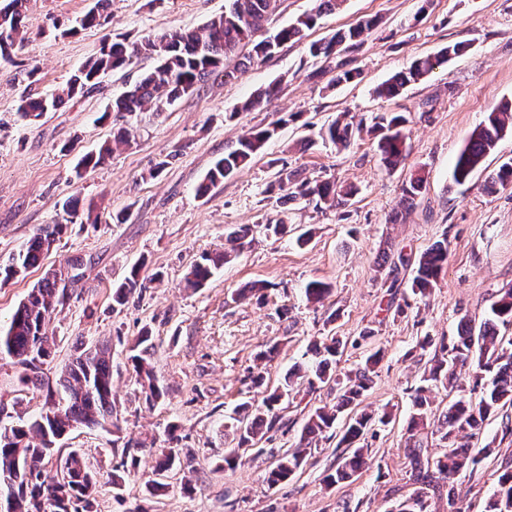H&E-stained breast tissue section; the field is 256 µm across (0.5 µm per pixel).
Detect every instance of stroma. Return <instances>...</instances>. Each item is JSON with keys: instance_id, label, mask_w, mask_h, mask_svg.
Here are the masks:
<instances>
[{"instance_id": "stroma-1", "label": "stroma", "mask_w": 512, "mask_h": 512, "mask_svg": "<svg viewBox=\"0 0 512 512\" xmlns=\"http://www.w3.org/2000/svg\"><path fill=\"white\" fill-rule=\"evenodd\" d=\"M94 0H30L26 40L11 61L0 60V265L22 247L36 227L63 224L66 234L41 264L0 284V322L47 270L68 278L67 296L47 325L56 353L44 367L53 382L78 347L112 348V398L116 426L78 427L59 442L79 450L97 479V512H389L414 490L405 449L411 393L426 360L415 352L425 336L457 334L461 317L481 322L499 289L512 286V185L487 191L488 175L512 159V132L462 184L453 179L456 158L468 135L498 102L512 101V0H344L323 14L301 44L283 45L271 58L236 66L232 76L213 75L199 91L161 114L107 112L113 98L153 67L142 58L102 75L96 88L64 100L37 122L22 119L21 98L60 90L105 41L138 40L163 31L194 29L223 13L225 0H111L103 25L76 29ZM372 19L375 27L347 52L352 81L334 83L307 45ZM465 49L394 99L378 86L420 57L444 47ZM277 97L256 110L245 100L270 83ZM405 113V160L386 169L373 136L344 149L321 141L317 132L349 113L371 125L381 112ZM278 122L276 136L243 172L199 195L213 162L234 146L243 130ZM128 145L98 166L80 169L118 129ZM160 174L152 169L159 161ZM355 190L342 207L290 200L278 189L279 161ZM426 178L413 206L403 187L414 171ZM281 220L285 235H258L206 285L185 289L182 279L202 255L223 250L225 231L239 224ZM311 231L305 247L295 230ZM448 241V264L428 300L411 292L413 266L398 276L378 269L380 252L414 258L435 241ZM85 260L72 272L69 260ZM147 284L120 308L112 286L131 267ZM330 283L322 304H308L306 284ZM266 284L264 297L248 295ZM246 298H239V291ZM149 329L152 362L166 396L148 406L127 358L136 336ZM369 341H361L365 331ZM335 335L348 340L336 369L361 363L369 349L384 358L362 405L388 410V424L372 427V468L351 482L327 485L339 450L322 442L287 483L270 489L263 481L273 451L295 445L310 409L336 402L322 386L283 399L286 428L272 431L261 452H249L235 468L223 465L234 447L224 430L234 408L250 399L248 375L265 345L278 343L264 366L268 388L279 385L294 365L305 363L310 341ZM45 390H21L17 369L0 360V407L22 400L27 414L45 401ZM177 423L178 445L188 466L169 492L144 490L155 459L168 444L167 426ZM492 452L472 472L457 477L459 499L432 496V512H483L497 477L512 467V430L501 419L482 437ZM137 461L121 486L112 468L121 458Z\"/></svg>"}]
</instances>
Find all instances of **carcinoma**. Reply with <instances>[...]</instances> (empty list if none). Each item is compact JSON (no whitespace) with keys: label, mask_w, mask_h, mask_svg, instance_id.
Listing matches in <instances>:
<instances>
[{"label":"carcinoma","mask_w":512,"mask_h":512,"mask_svg":"<svg viewBox=\"0 0 512 512\" xmlns=\"http://www.w3.org/2000/svg\"><path fill=\"white\" fill-rule=\"evenodd\" d=\"M341 0H316L313 11L296 19L276 34L277 46L299 43L306 31L313 28L321 14L332 11ZM280 0H226L224 12L211 17L197 30H175L147 36L138 41H115L105 44L99 54L82 65L73 75L62 94H52L22 101L18 108L21 117L30 122L40 119L63 102L64 97L77 92L88 93L96 86V79L109 71L125 69L142 56H149L155 65L140 75L105 112L132 113L145 109L161 112L221 71L227 60L234 57L244 43L252 44L246 60H265L274 51L264 40L255 36L278 10ZM28 0H0V58L8 61L22 43ZM374 21L366 19L346 30H340L327 41L313 42L309 52L314 58L332 61L340 47L355 48L362 35L371 30ZM455 44L436 56H426L413 62L406 71L394 74L379 89V95L391 99L405 87L436 67L462 52ZM406 116L401 112H383L374 117L371 130L378 137L377 148L388 168L397 167L406 152ZM278 124L252 126L243 131L236 145L214 161L200 186L205 193L210 187L234 177L249 166L253 158L276 134ZM512 129V102H502L487 113L482 123L471 133L460 151L453 170L454 180L463 183L477 168L485 155L495 149L498 141ZM362 127L336 118L320 136L334 144L348 146L360 136ZM128 143L123 132L113 137L112 144L103 145L82 159L84 167H95L112 153L113 148ZM425 178L419 174L410 177L403 188L404 201L413 205L423 189ZM512 184V161L503 163L487 182V187ZM279 189L290 199H306L315 205L339 206L352 194L350 190H336L328 180L310 179L298 169L282 166L279 170ZM66 224H45L33 232L10 262L0 265V283L5 284L24 275L39 264L42 256L65 234ZM254 226L244 224L229 232L226 243L231 251L201 256L185 277L187 286L201 288L212 277L213 270L229 262L232 253H241L254 241ZM382 262H391V255L383 254ZM415 265L411 282L413 294L427 297L437 285L438 278L448 263V240L431 244L415 260L400 254L391 267L398 274V266ZM62 276L48 271L31 288L12 313L8 325L0 327V357L4 356L19 367L17 379L24 387L41 388L44 385L42 366L51 362L54 340L45 331L46 320L64 299L59 289ZM144 289L140 268H131L129 274L112 289V300L122 306L128 295ZM331 291L330 284L313 280L304 292L308 301L322 302ZM512 326V287L503 288L490 306L489 317L480 324L463 317L457 327V336L447 339L424 337L419 349L434 348L429 367L424 370L421 385L413 396L414 411L410 417V434L406 440L412 464L414 483L419 485L407 501L411 512H429V493L446 494L448 505L456 504L458 493L455 477L460 472L474 469L487 449L472 448L465 440H478L488 422L498 417L506 407H512V336L505 330ZM342 346L334 336H323L313 341L308 351L311 361L296 366L285 375L280 387L267 393L261 403H242L236 411L230 428L236 434L237 447L224 455V466L232 469L243 462V454L257 445L264 436L285 426L281 415V401L290 396L298 381L309 387L330 383L338 391L337 403L332 408L316 407L309 411L298 443L276 457L264 476V482L274 487L292 478L301 468L308 453L317 448L326 434L335 429L336 420L345 409L356 404L373 384L375 367L382 359L381 350L372 352L364 364L349 371L343 378L330 375L332 362ZM154 345L149 332L138 336L129 356L134 372L144 386L145 402L153 406L165 395L154 376L151 363ZM469 390L470 396H458L441 412L432 408L430 393L438 386ZM389 414L376 418L368 413L350 416L336 447L343 449L336 458L333 472L325 477L329 485L353 480L362 471L371 468L373 459L365 439L374 422L388 423ZM112 423V350L99 344L80 351L65 365L56 389L47 390L42 410L32 418L17 416V422L0 426V481L11 480L9 489L16 501V512H33L32 501L39 498L41 512H95L96 480L82 454L71 450L60 456V478L47 481L43 472L44 459L57 451L56 443L78 426L104 427ZM428 430L438 436L443 451L434 459L424 458L428 442L417 438V432ZM181 464L180 448L170 445L162 449L154 471L168 472ZM485 512H512V472L499 475Z\"/></svg>","instance_id":"obj_1"}]
</instances>
